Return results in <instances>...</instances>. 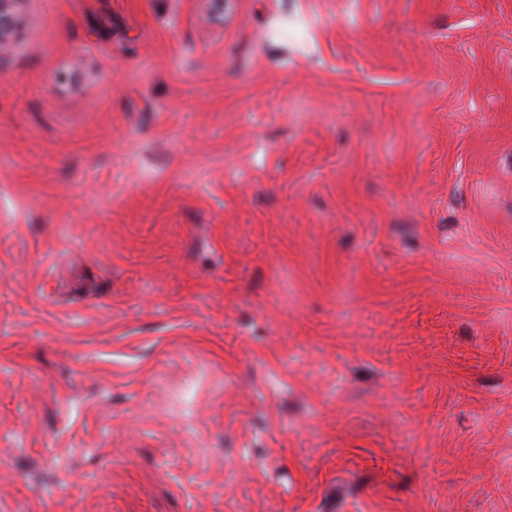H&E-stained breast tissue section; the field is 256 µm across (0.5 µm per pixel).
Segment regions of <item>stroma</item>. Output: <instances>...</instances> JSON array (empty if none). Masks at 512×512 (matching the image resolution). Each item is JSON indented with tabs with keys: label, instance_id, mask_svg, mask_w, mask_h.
Returning <instances> with one entry per match:
<instances>
[{
	"label": "stroma",
	"instance_id": "obj_1",
	"mask_svg": "<svg viewBox=\"0 0 512 512\" xmlns=\"http://www.w3.org/2000/svg\"><path fill=\"white\" fill-rule=\"evenodd\" d=\"M0 512H512V0H21Z\"/></svg>",
	"mask_w": 512,
	"mask_h": 512
}]
</instances>
